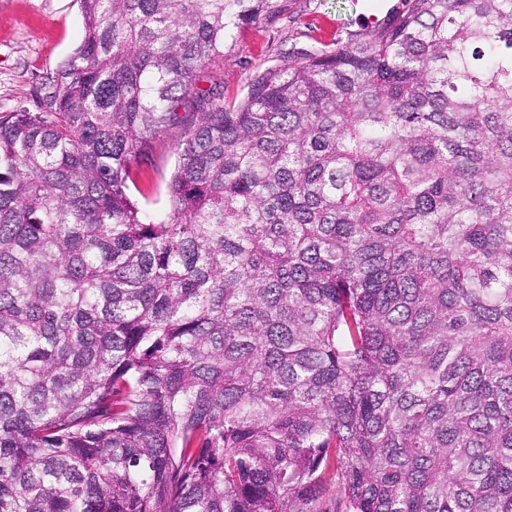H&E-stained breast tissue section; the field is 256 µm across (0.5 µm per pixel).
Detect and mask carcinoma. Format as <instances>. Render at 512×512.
I'll use <instances>...</instances> for the list:
<instances>
[{"label":"carcinoma","mask_w":512,"mask_h":512,"mask_svg":"<svg viewBox=\"0 0 512 512\" xmlns=\"http://www.w3.org/2000/svg\"><path fill=\"white\" fill-rule=\"evenodd\" d=\"M281 2L80 0L0 115V512H512V0L198 88ZM184 131L183 124H176L161 133L149 154L139 163L137 184L140 192L130 185L141 208L151 214H162L167 209V183L175 163L174 146Z\"/></svg>","instance_id":"obj_1"}]
</instances>
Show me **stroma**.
<instances>
[{"mask_svg": "<svg viewBox=\"0 0 512 512\" xmlns=\"http://www.w3.org/2000/svg\"><path fill=\"white\" fill-rule=\"evenodd\" d=\"M365 0H283L280 13L243 25L224 46V56L200 73L199 88L218 82L225 101L243 99L251 80L307 55L355 42ZM78 0H0V113L33 106L41 87L79 44ZM185 128L176 124L158 137L139 163L136 198L152 214L167 209L174 146Z\"/></svg>", "mask_w": 512, "mask_h": 512, "instance_id": "1", "label": "stroma"}]
</instances>
